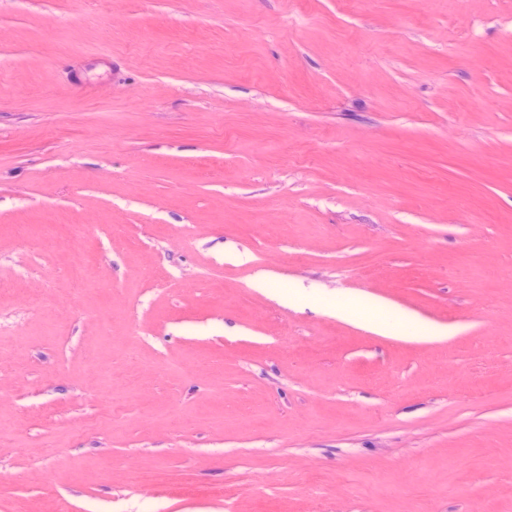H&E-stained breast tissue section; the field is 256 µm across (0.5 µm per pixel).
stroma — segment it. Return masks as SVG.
<instances>
[{"instance_id": "stroma-1", "label": "stroma", "mask_w": 512, "mask_h": 512, "mask_svg": "<svg viewBox=\"0 0 512 512\" xmlns=\"http://www.w3.org/2000/svg\"><path fill=\"white\" fill-rule=\"evenodd\" d=\"M62 500L512 512V0H0V512Z\"/></svg>"}]
</instances>
